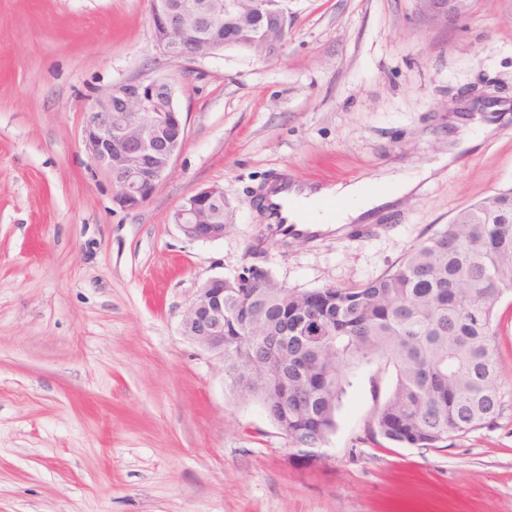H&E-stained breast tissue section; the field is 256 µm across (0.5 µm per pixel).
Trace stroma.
<instances>
[{
    "instance_id": "obj_1",
    "label": "stroma",
    "mask_w": 512,
    "mask_h": 512,
    "mask_svg": "<svg viewBox=\"0 0 512 512\" xmlns=\"http://www.w3.org/2000/svg\"><path fill=\"white\" fill-rule=\"evenodd\" d=\"M274 54L175 60L150 0H0V512H512V296L497 314L495 427L448 448L376 445L395 370L364 364L317 458L289 447L221 356L184 335L197 289L243 267L300 292L376 278L461 207L512 190V0L436 24L415 0H291ZM176 77L181 151L127 210L92 167L86 109L112 84ZM499 130L341 236L282 239L279 179L336 185L419 167L475 116ZM224 192V236L172 220ZM220 196L224 200V192L218 187H209L203 189L187 198L173 214V221L181 233L192 241H211L224 236L223 231H215L214 224H225L226 215L224 206L219 200L210 205V211L207 214L209 224H198V211L205 209L209 203Z\"/></svg>"
}]
</instances>
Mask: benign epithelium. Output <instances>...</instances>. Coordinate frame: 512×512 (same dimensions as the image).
I'll use <instances>...</instances> for the list:
<instances>
[{"mask_svg":"<svg viewBox=\"0 0 512 512\" xmlns=\"http://www.w3.org/2000/svg\"><path fill=\"white\" fill-rule=\"evenodd\" d=\"M427 16L438 22L462 18L468 0H428ZM256 17L263 27L282 26L283 15L257 0ZM237 2L227 0L217 15L197 3L173 7L167 0H151V22L157 46L168 56L184 61L214 55L224 45L209 38L211 25L235 13ZM186 139V121L175 103V80L170 77L120 82L101 91L89 106L84 127L85 150L98 170L116 185V200L129 210L145 204L154 194ZM218 187L187 198L173 214L181 233L192 241L224 236L211 224L197 222L198 211L216 197ZM195 324L191 340L224 355V278L207 280L188 306Z\"/></svg>","mask_w":512,"mask_h":512,"instance_id":"benign-epithelium-1","label":"benign epithelium"}]
</instances>
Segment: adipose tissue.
Wrapping results in <instances>:
<instances>
[{
	"label": "adipose tissue",
	"mask_w": 512,
	"mask_h": 512,
	"mask_svg": "<svg viewBox=\"0 0 512 512\" xmlns=\"http://www.w3.org/2000/svg\"><path fill=\"white\" fill-rule=\"evenodd\" d=\"M460 146H449L447 153L422 167L404 171L397 175L383 174L368 182L361 180L347 185L333 187L306 186L293 193L289 200L288 218L301 224L315 215L318 201L333 197L343 201L344 209L337 215V224H348L370 216L374 210L394 203L401 196L418 188L425 181L432 180L446 163L452 162Z\"/></svg>",
	"instance_id": "adipose-tissue-1"
}]
</instances>
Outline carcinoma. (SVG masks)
Returning a JSON list of instances; mask_svg holds the SVG:
<instances>
[{"label": "carcinoma", "instance_id": "1", "mask_svg": "<svg viewBox=\"0 0 512 512\" xmlns=\"http://www.w3.org/2000/svg\"><path fill=\"white\" fill-rule=\"evenodd\" d=\"M242 50L264 54L265 33ZM265 273L224 287V374L260 402L303 455L335 428L350 371L384 359L392 392L371 437L436 448L493 426L501 411L497 310L512 295V190L461 208L385 274L298 293Z\"/></svg>", "mask_w": 512, "mask_h": 512}]
</instances>
